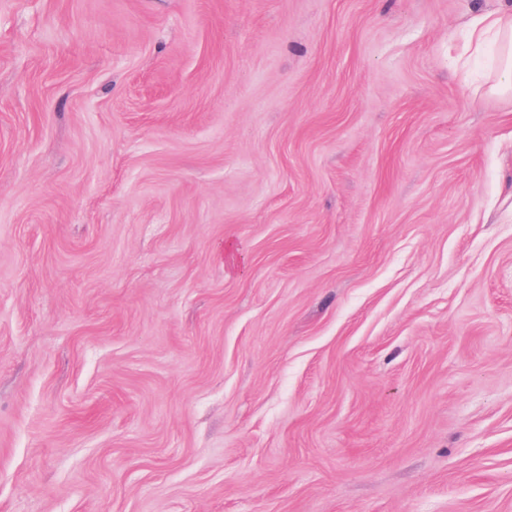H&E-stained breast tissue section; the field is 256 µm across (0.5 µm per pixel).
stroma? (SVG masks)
Here are the masks:
<instances>
[{
  "instance_id": "stroma-1",
  "label": "stroma",
  "mask_w": 512,
  "mask_h": 512,
  "mask_svg": "<svg viewBox=\"0 0 512 512\" xmlns=\"http://www.w3.org/2000/svg\"><path fill=\"white\" fill-rule=\"evenodd\" d=\"M501 0H0V512H512ZM489 36L495 39L498 64L486 87L476 90L475 94L512 97V4L506 3L497 11L472 18L468 25V38L476 52L485 48Z\"/></svg>"
}]
</instances>
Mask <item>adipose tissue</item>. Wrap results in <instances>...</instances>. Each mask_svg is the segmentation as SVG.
I'll use <instances>...</instances> for the list:
<instances>
[{
	"label": "adipose tissue",
	"instance_id": "1",
	"mask_svg": "<svg viewBox=\"0 0 512 512\" xmlns=\"http://www.w3.org/2000/svg\"><path fill=\"white\" fill-rule=\"evenodd\" d=\"M468 38L479 51L487 42H494L498 64L485 91L512 97V0L497 11L474 16L468 25Z\"/></svg>",
	"mask_w": 512,
	"mask_h": 512
}]
</instances>
